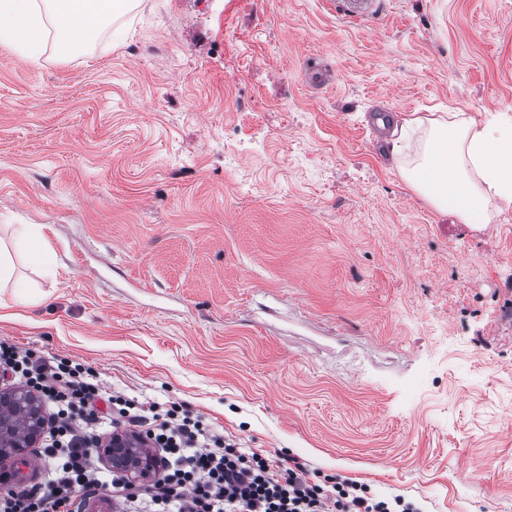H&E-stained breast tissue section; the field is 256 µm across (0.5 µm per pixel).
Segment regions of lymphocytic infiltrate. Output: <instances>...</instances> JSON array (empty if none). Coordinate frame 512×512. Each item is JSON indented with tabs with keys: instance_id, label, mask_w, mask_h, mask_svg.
Wrapping results in <instances>:
<instances>
[{
	"instance_id": "obj_1",
	"label": "lymphocytic infiltrate",
	"mask_w": 512,
	"mask_h": 512,
	"mask_svg": "<svg viewBox=\"0 0 512 512\" xmlns=\"http://www.w3.org/2000/svg\"><path fill=\"white\" fill-rule=\"evenodd\" d=\"M0 365L55 415L45 436L42 481L0 496V512H71L79 494L99 489L111 491L121 512H414L401 498L381 500L346 480L324 488L309 479L297 457L246 453L222 433L205 431L177 405L163 409L155 401L103 396L96 372L83 365L50 360L2 339ZM122 423L142 428L163 451L152 485H136L91 460L103 428Z\"/></svg>"
}]
</instances>
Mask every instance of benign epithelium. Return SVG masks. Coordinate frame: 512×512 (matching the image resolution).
Segmentation results:
<instances>
[{"mask_svg": "<svg viewBox=\"0 0 512 512\" xmlns=\"http://www.w3.org/2000/svg\"><path fill=\"white\" fill-rule=\"evenodd\" d=\"M42 405L24 387L0 391V433L9 428L14 437L0 448V461L18 456L37 443L36 431L44 428ZM101 459L123 472L131 481L149 483L159 472L160 460L149 442L137 434H113L97 448Z\"/></svg>", "mask_w": 512, "mask_h": 512, "instance_id": "1", "label": "benign epithelium"}]
</instances>
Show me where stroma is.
Masks as SVG:
<instances>
[{"mask_svg":"<svg viewBox=\"0 0 512 512\" xmlns=\"http://www.w3.org/2000/svg\"><path fill=\"white\" fill-rule=\"evenodd\" d=\"M330 69L317 89L303 74ZM395 119L512 120V0H140L73 57L0 43V237L47 254L0 338L171 401L243 447L512 512V208L437 210L371 145ZM364 2V7L361 9H355L352 6L354 3ZM326 3L330 10L333 9L350 24H363L381 10V2L378 0H327Z\"/></svg>","mask_w":512,"mask_h":512,"instance_id":"1","label":"stroma"}]
</instances>
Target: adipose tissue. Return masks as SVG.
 I'll return each mask as SVG.
<instances>
[{"label":"adipose tissue","mask_w":512,"mask_h":512,"mask_svg":"<svg viewBox=\"0 0 512 512\" xmlns=\"http://www.w3.org/2000/svg\"><path fill=\"white\" fill-rule=\"evenodd\" d=\"M138 0H0V43L37 61L53 39L61 54L84 51ZM417 163L406 180L436 208L464 223L487 221L489 200L512 205V128L477 124L464 113L426 118Z\"/></svg>","instance_id":"1"}]
</instances>
